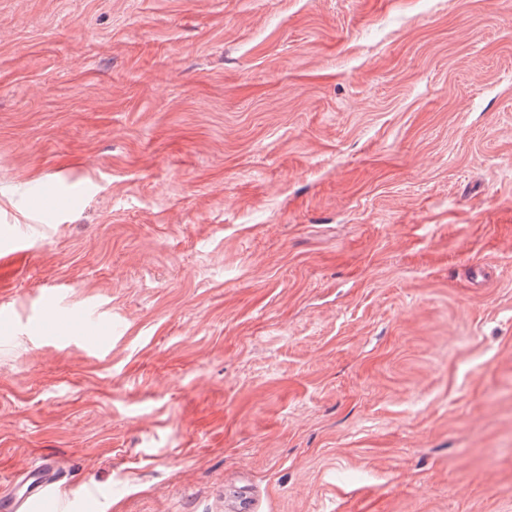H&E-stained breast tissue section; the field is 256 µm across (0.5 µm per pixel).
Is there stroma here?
I'll use <instances>...</instances> for the list:
<instances>
[{"instance_id": "1", "label": "stroma", "mask_w": 512, "mask_h": 512, "mask_svg": "<svg viewBox=\"0 0 512 512\" xmlns=\"http://www.w3.org/2000/svg\"><path fill=\"white\" fill-rule=\"evenodd\" d=\"M0 306L63 512H512V0H0Z\"/></svg>"}]
</instances>
